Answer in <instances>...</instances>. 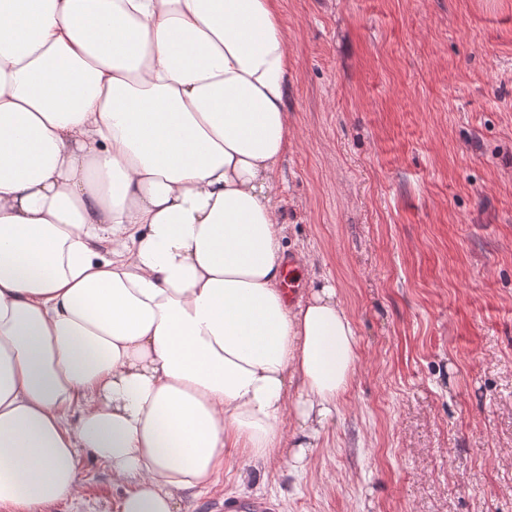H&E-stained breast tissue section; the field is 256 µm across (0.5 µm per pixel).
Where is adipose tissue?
<instances>
[{
    "instance_id": "1",
    "label": "adipose tissue",
    "mask_w": 512,
    "mask_h": 512,
    "mask_svg": "<svg viewBox=\"0 0 512 512\" xmlns=\"http://www.w3.org/2000/svg\"><path fill=\"white\" fill-rule=\"evenodd\" d=\"M290 68L281 0H0V512L80 498L84 450L116 512L306 469L358 339L283 286Z\"/></svg>"
}]
</instances>
